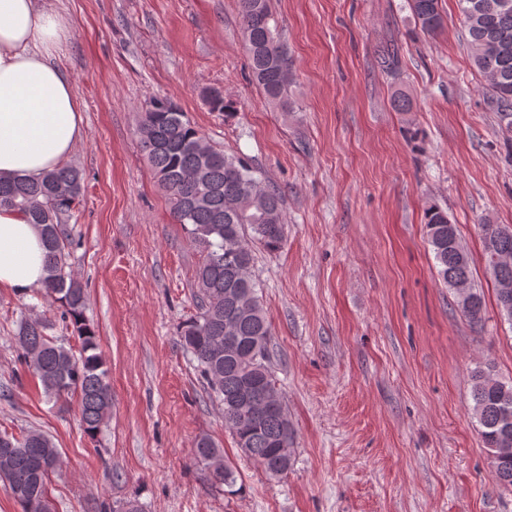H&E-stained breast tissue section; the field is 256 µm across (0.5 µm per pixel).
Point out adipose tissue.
Instances as JSON below:
<instances>
[{"label": "adipose tissue", "instance_id": "adipose-tissue-1", "mask_svg": "<svg viewBox=\"0 0 512 512\" xmlns=\"http://www.w3.org/2000/svg\"><path fill=\"white\" fill-rule=\"evenodd\" d=\"M70 34L52 0H0V178L36 179L86 137L83 107L57 58ZM45 251L36 225L0 209V289L42 288Z\"/></svg>", "mask_w": 512, "mask_h": 512}]
</instances>
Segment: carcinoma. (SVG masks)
<instances>
[{"mask_svg":"<svg viewBox=\"0 0 512 512\" xmlns=\"http://www.w3.org/2000/svg\"><path fill=\"white\" fill-rule=\"evenodd\" d=\"M469 35L473 64L485 78L490 103L512 132V0H458ZM421 29L435 33L443 26L439 0H409ZM244 25L245 47L253 80L265 100L284 112L291 110L288 87L291 60L281 43L271 0H237ZM210 109L226 115L233 103L217 90L205 92ZM140 144L160 188L171 204L173 221L189 226L191 239L205 252L196 270L197 312L180 326L184 349L197 362L210 394L224 404V424L237 448L264 473L279 478L292 466L281 449L293 447L294 430L283 400L271 412L256 416L238 403L243 384L275 387L267 364L270 324L253 275L251 238L268 251L284 242L282 198L262 186L251 165L210 144L166 97L153 98L140 113ZM81 173L71 165L31 180L0 179V206L20 211L41 232L48 278L43 290L60 309V317L80 340L78 352L46 333L38 318L20 322L15 336L21 358L40 381L44 393L57 400L77 398L80 423L94 437L107 424L112 409L108 368L99 349V336L85 316L87 296L69 269V234L64 217L76 206ZM429 245L437 275L450 289L468 284L461 311L473 322L482 320L483 291L471 286L469 254L456 253V225L445 211L430 209L425 215ZM486 262L494 278L501 317L512 325V228L480 225ZM472 414L479 434L493 457V478L512 488V381L493 377L490 369L472 372ZM0 480L7 483L23 512H53L48 496L50 476L61 465L54 440L39 429L21 437L0 433ZM193 455L207 471L211 485L237 492V469L224 449L211 438L195 443Z\"/></svg>","mask_w":512,"mask_h":512,"instance_id":"obj_1","label":"carcinoma"}]
</instances>
